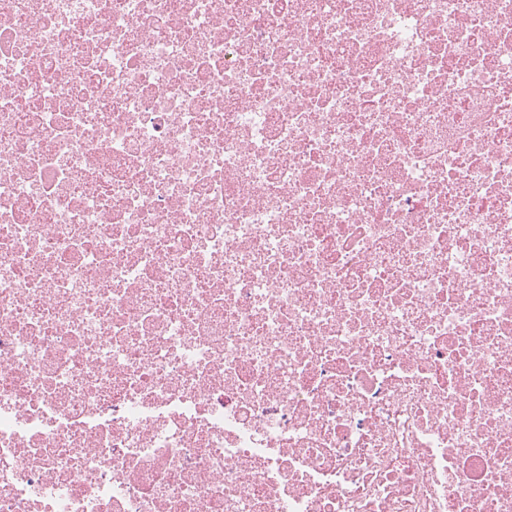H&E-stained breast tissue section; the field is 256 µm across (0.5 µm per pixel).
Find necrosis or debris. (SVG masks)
Returning a JSON list of instances; mask_svg holds the SVG:
<instances>
[{
    "label": "necrosis or debris",
    "mask_w": 512,
    "mask_h": 512,
    "mask_svg": "<svg viewBox=\"0 0 512 512\" xmlns=\"http://www.w3.org/2000/svg\"><path fill=\"white\" fill-rule=\"evenodd\" d=\"M0 512H512V0H0Z\"/></svg>",
    "instance_id": "obj_1"
}]
</instances>
